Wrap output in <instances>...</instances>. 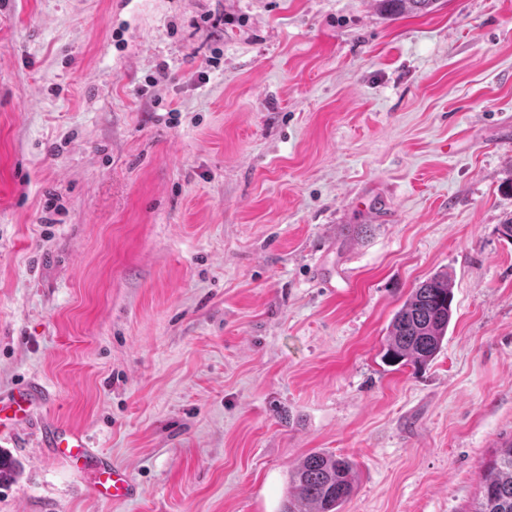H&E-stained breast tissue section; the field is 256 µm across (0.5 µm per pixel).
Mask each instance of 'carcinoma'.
Segmentation results:
<instances>
[{
    "instance_id": "obj_1",
    "label": "carcinoma",
    "mask_w": 512,
    "mask_h": 512,
    "mask_svg": "<svg viewBox=\"0 0 512 512\" xmlns=\"http://www.w3.org/2000/svg\"><path fill=\"white\" fill-rule=\"evenodd\" d=\"M390 17L432 11L437 0H376ZM451 276L436 272L415 288L394 314L383 358L391 365L423 366L439 352L453 316ZM356 480L352 460L314 451L289 473L292 493L282 512H341ZM470 512H512V442L502 446L480 474V490Z\"/></svg>"
}]
</instances>
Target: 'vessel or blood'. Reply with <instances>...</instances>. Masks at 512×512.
<instances>
[{
  "instance_id": "obj_1",
  "label": "vessel or blood",
  "mask_w": 512,
  "mask_h": 512,
  "mask_svg": "<svg viewBox=\"0 0 512 512\" xmlns=\"http://www.w3.org/2000/svg\"><path fill=\"white\" fill-rule=\"evenodd\" d=\"M45 398L43 387L35 382L0 396V430L12 432L26 424ZM42 442L56 454L81 464L90 475L94 495L108 502H122L139 494L129 473L113 465L110 457L95 448L88 435L57 422L44 427Z\"/></svg>"
}]
</instances>
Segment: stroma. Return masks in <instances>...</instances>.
Listing matches in <instances>:
<instances>
[{
	"label": "stroma",
	"instance_id": "stroma-1",
	"mask_svg": "<svg viewBox=\"0 0 512 512\" xmlns=\"http://www.w3.org/2000/svg\"><path fill=\"white\" fill-rule=\"evenodd\" d=\"M511 218L512 0H0V395L48 390L0 512H282L313 451L355 462L344 512H470L512 437ZM440 271L439 353L386 365ZM379 11L390 17L431 12L437 0H376ZM42 442L56 454L77 465L81 463L80 466L90 474V488L97 498L122 502L138 496V487L130 474L113 465L110 457L94 448L84 431L53 421L44 427Z\"/></svg>",
	"mask_w": 512,
	"mask_h": 512
}]
</instances>
